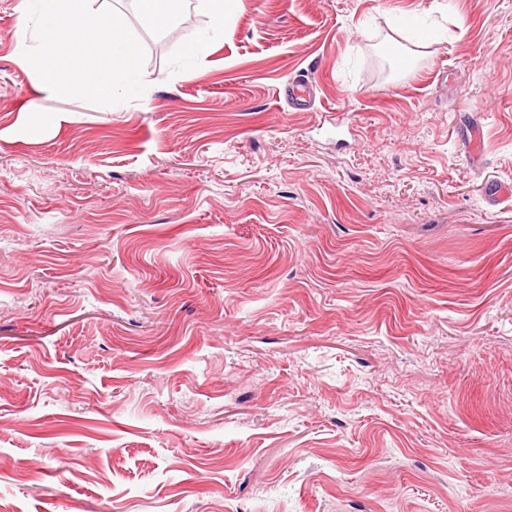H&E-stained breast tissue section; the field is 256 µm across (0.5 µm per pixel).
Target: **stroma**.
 I'll return each mask as SVG.
<instances>
[{
    "instance_id": "stroma-1",
    "label": "stroma",
    "mask_w": 512,
    "mask_h": 512,
    "mask_svg": "<svg viewBox=\"0 0 512 512\" xmlns=\"http://www.w3.org/2000/svg\"><path fill=\"white\" fill-rule=\"evenodd\" d=\"M18 2L0 512H512V0H243L217 35L90 0L146 53L112 106L41 89Z\"/></svg>"
}]
</instances>
